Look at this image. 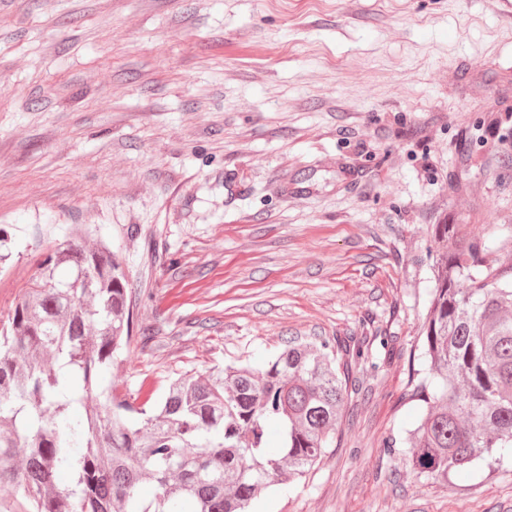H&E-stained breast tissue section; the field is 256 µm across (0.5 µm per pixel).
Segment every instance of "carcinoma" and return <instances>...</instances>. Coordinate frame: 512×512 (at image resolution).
Masks as SVG:
<instances>
[{
  "mask_svg": "<svg viewBox=\"0 0 512 512\" xmlns=\"http://www.w3.org/2000/svg\"><path fill=\"white\" fill-rule=\"evenodd\" d=\"M432 233L446 248L431 264L412 375L422 415L403 445L417 474L446 481L478 461L512 462V236L448 223ZM131 341L119 253L80 224L48 240L0 317L3 512H249L331 447L356 391L352 365L393 337L290 341L268 361L180 377L158 400L102 384Z\"/></svg>",
  "mask_w": 512,
  "mask_h": 512,
  "instance_id": "cac0c4a2",
  "label": "carcinoma"
}]
</instances>
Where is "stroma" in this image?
Wrapping results in <instances>:
<instances>
[{"instance_id": "stroma-1", "label": "stroma", "mask_w": 512, "mask_h": 512, "mask_svg": "<svg viewBox=\"0 0 512 512\" xmlns=\"http://www.w3.org/2000/svg\"><path fill=\"white\" fill-rule=\"evenodd\" d=\"M512 225V25L499 0H0V314L44 229L131 277L107 378L156 392L288 341L387 330L336 440L253 512H512V467L441 482L413 428L432 225Z\"/></svg>"}]
</instances>
